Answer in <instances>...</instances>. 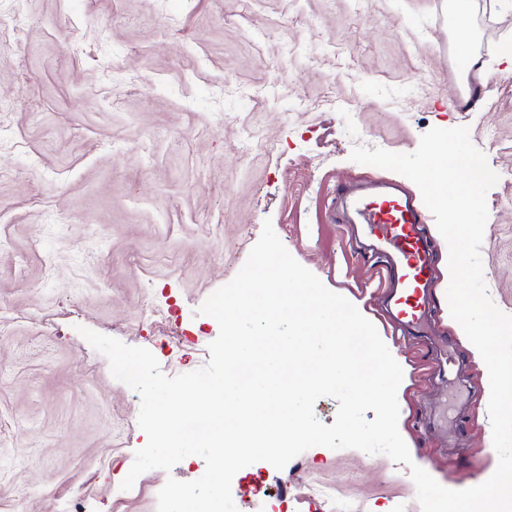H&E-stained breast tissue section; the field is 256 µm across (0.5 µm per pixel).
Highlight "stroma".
Instances as JSON below:
<instances>
[{"mask_svg": "<svg viewBox=\"0 0 512 512\" xmlns=\"http://www.w3.org/2000/svg\"><path fill=\"white\" fill-rule=\"evenodd\" d=\"M17 8L21 31L0 27V512H157L167 478L203 475L191 455L121 490L147 442L140 398L81 331L149 349L169 376L204 366L219 326L198 309L267 220L400 361L411 457L453 490L496 470L485 366L443 281L432 336L394 335L379 261L330 204L348 181L418 191L354 146L411 153L430 128H468L499 176L480 254L512 315V0H469L466 49L449 0H0ZM467 51L482 68L463 72ZM444 348L451 379L433 370ZM458 384L473 395L451 435L425 430ZM231 491L238 512H421L407 465L357 449L257 462Z\"/></svg>", "mask_w": 512, "mask_h": 512, "instance_id": "obj_1", "label": "stroma"}]
</instances>
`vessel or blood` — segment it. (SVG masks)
Listing matches in <instances>:
<instances>
[{
	"mask_svg": "<svg viewBox=\"0 0 512 512\" xmlns=\"http://www.w3.org/2000/svg\"><path fill=\"white\" fill-rule=\"evenodd\" d=\"M333 203L344 220L361 225L372 253L386 261L382 277L390 286L392 322L410 333L422 331L433 275L421 231L426 207L386 181L344 186Z\"/></svg>",
	"mask_w": 512,
	"mask_h": 512,
	"instance_id": "obj_1",
	"label": "vessel or blood"
}]
</instances>
